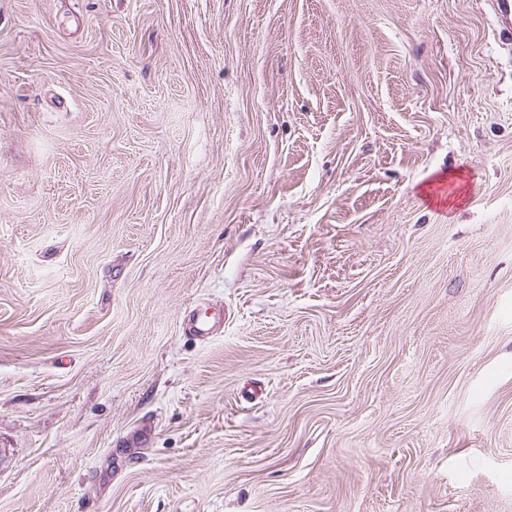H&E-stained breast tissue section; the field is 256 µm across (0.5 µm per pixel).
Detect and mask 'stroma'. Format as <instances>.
I'll return each mask as SVG.
<instances>
[{
  "instance_id": "obj_1",
  "label": "stroma",
  "mask_w": 512,
  "mask_h": 512,
  "mask_svg": "<svg viewBox=\"0 0 512 512\" xmlns=\"http://www.w3.org/2000/svg\"><path fill=\"white\" fill-rule=\"evenodd\" d=\"M0 512H512L486 0H0Z\"/></svg>"
}]
</instances>
